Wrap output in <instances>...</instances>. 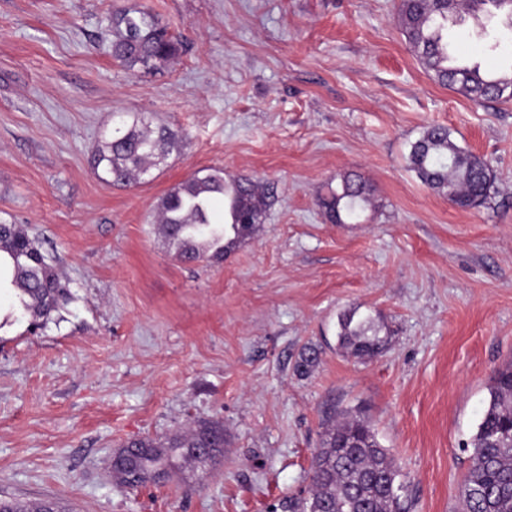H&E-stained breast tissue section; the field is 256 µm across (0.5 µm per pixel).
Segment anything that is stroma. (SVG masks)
Wrapping results in <instances>:
<instances>
[{"label": "stroma", "mask_w": 512, "mask_h": 512, "mask_svg": "<svg viewBox=\"0 0 512 512\" xmlns=\"http://www.w3.org/2000/svg\"><path fill=\"white\" fill-rule=\"evenodd\" d=\"M152 9L180 34L156 74L112 57L108 15ZM398 0H0V220L58 259L73 302L29 332L0 294V497L68 512H289L322 424L360 409L410 512H458L464 449L492 370L512 357V101L440 85L396 22ZM118 112L182 139L150 181L114 186L90 158ZM448 127L494 176L466 210L424 186L410 146ZM205 167L267 188L263 224L224 261L187 264L153 222ZM347 173L358 219L320 205ZM388 342L337 346L339 313ZM320 361L295 363L306 347ZM224 424L215 467L130 488L133 439Z\"/></svg>", "instance_id": "35a3bbf8"}]
</instances>
